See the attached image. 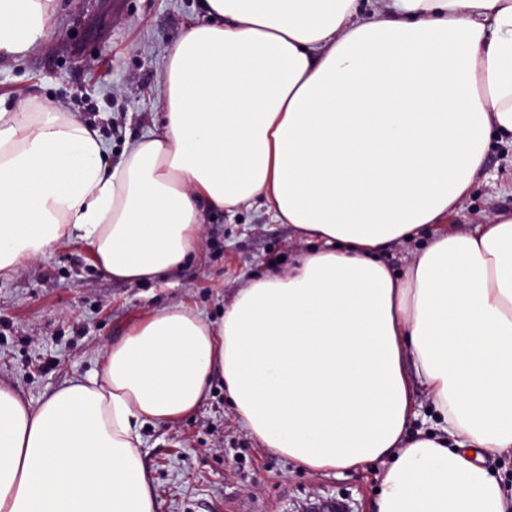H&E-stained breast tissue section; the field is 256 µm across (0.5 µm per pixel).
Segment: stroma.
Wrapping results in <instances>:
<instances>
[{"mask_svg": "<svg viewBox=\"0 0 512 512\" xmlns=\"http://www.w3.org/2000/svg\"><path fill=\"white\" fill-rule=\"evenodd\" d=\"M51 36L40 47L0 55V102L27 100L98 129L112 162L152 129L160 109L165 50L198 0H55ZM512 210V149L494 145L475 190L450 226ZM197 259L154 282L112 280L86 246L64 243L0 278V383L31 404L77 377L93 375L105 347L141 313L181 302L219 321L224 301L269 262L291 268L303 251L291 225L273 222L264 202L205 210ZM142 457L157 488V512H294L305 500L347 498L371 512L381 464L340 475L310 471L261 448L235 420L214 377L181 420L145 426Z\"/></svg>", "mask_w": 512, "mask_h": 512, "instance_id": "obj_1", "label": "stroma"}]
</instances>
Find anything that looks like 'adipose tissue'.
Listing matches in <instances>:
<instances>
[{"label":"adipose tissue","mask_w":512,"mask_h":512,"mask_svg":"<svg viewBox=\"0 0 512 512\" xmlns=\"http://www.w3.org/2000/svg\"><path fill=\"white\" fill-rule=\"evenodd\" d=\"M161 112L116 166L98 131L0 107V278L62 242L120 282L195 258L205 207L263 199L312 252L220 321L147 312L38 405L0 384V512H157L141 430L214 375L262 447L319 472L385 467L374 512H512V212L443 228L492 139L512 146V0H200ZM54 0H0V54ZM417 242L395 273L381 254ZM425 390L440 420L410 431Z\"/></svg>","instance_id":"adipose-tissue-1"}]
</instances>
